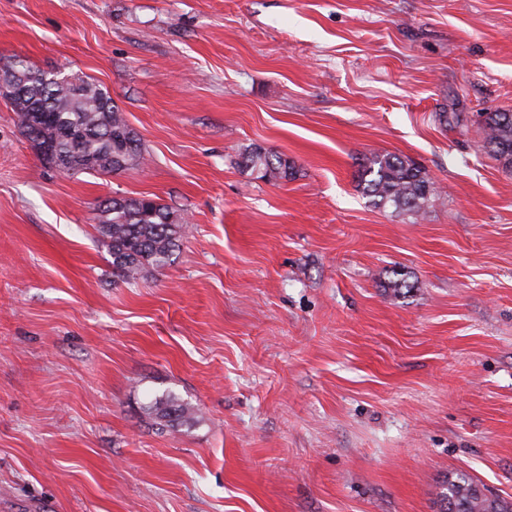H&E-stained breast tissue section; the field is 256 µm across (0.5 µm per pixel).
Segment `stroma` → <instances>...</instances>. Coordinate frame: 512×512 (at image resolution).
Wrapping results in <instances>:
<instances>
[{
    "label": "stroma",
    "mask_w": 512,
    "mask_h": 512,
    "mask_svg": "<svg viewBox=\"0 0 512 512\" xmlns=\"http://www.w3.org/2000/svg\"><path fill=\"white\" fill-rule=\"evenodd\" d=\"M16 56L106 88L147 161L60 173L0 99V512H437L461 472L512 498V168L481 124L512 0H0ZM382 154L440 200L372 206ZM118 196L187 220L132 283ZM238 163L241 167L249 169L252 174L257 172V179L267 182L287 178L292 169L287 159L256 144L238 151ZM149 409L158 420L177 424H188L195 414L189 404L180 403L170 397L155 400Z\"/></svg>",
    "instance_id": "35a3bbf8"
}]
</instances>
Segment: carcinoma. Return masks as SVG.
Instances as JSON below:
<instances>
[{
    "label": "carcinoma",
    "mask_w": 512,
    "mask_h": 512,
    "mask_svg": "<svg viewBox=\"0 0 512 512\" xmlns=\"http://www.w3.org/2000/svg\"><path fill=\"white\" fill-rule=\"evenodd\" d=\"M18 88L10 100L22 132L37 150L52 142L67 158L66 174L97 173L109 164L119 172L146 162L141 138L128 124L109 92L80 76L64 81L17 56L3 68ZM486 143L494 156L512 166V112L483 116ZM240 166L270 182L288 177V160L259 145L238 151ZM364 194L375 205L419 216L440 198L436 183L421 167L394 154L373 157L361 173ZM97 230L108 241L112 269L127 281L147 266L171 261L183 236L185 219L149 198L114 197L98 210ZM151 413L160 421L187 424L189 404L174 398L155 401ZM439 512H512V499L490 493L465 474L447 479Z\"/></svg>",
    "instance_id": "1"
}]
</instances>
